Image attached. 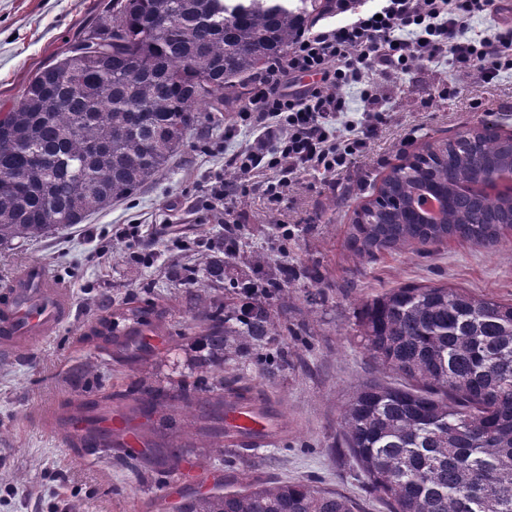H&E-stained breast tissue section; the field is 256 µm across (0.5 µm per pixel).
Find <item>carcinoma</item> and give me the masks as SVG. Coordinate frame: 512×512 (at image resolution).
<instances>
[{
  "instance_id": "obj_1",
  "label": "carcinoma",
  "mask_w": 512,
  "mask_h": 512,
  "mask_svg": "<svg viewBox=\"0 0 512 512\" xmlns=\"http://www.w3.org/2000/svg\"><path fill=\"white\" fill-rule=\"evenodd\" d=\"M330 0H109L108 14L68 55L38 69L19 103L0 116V249L83 223L162 174L202 111L222 112L244 80L284 55L309 12ZM512 172V138L494 120L418 152L388 174L349 228L355 252L372 257L445 239L498 242L512 229L500 198L460 190L483 171ZM439 215L422 218L425 195ZM231 259L205 261L224 279ZM206 326L195 367L211 396L183 387L143 388L149 404L195 405L202 430L224 437V351L275 340L269 307L242 312L198 294ZM152 312L129 307L89 335L129 354ZM129 325L121 328L119 321ZM364 348L408 385L360 384L342 408L344 443L390 512H512V303L458 288L404 285L366 302ZM332 489L303 483L188 492L177 512H355Z\"/></svg>"
}]
</instances>
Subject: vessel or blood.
I'll list each match as a JSON object with an SVG mask.
<instances>
[{"label": "vessel or blood", "mask_w": 512, "mask_h": 512, "mask_svg": "<svg viewBox=\"0 0 512 512\" xmlns=\"http://www.w3.org/2000/svg\"><path fill=\"white\" fill-rule=\"evenodd\" d=\"M73 302L51 270L42 264L23 268L0 296V351L13 353L54 334L71 316ZM276 407L253 400L227 407L224 442L232 448H263L279 440L282 430L272 428ZM105 429L114 443L126 448L140 446L138 433L124 412H113Z\"/></svg>", "instance_id": "vessel-or-blood-1"}]
</instances>
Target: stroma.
<instances>
[{"label": "stroma", "instance_id": "1", "mask_svg": "<svg viewBox=\"0 0 512 512\" xmlns=\"http://www.w3.org/2000/svg\"><path fill=\"white\" fill-rule=\"evenodd\" d=\"M107 0H0V112L17 104L31 75L68 52L80 31L98 21ZM456 95H449V83ZM386 120L380 136L342 176L311 174L287 199L270 200L246 183L230 220L241 226L239 264L268 304L279 336L238 354L227 350L225 383H245L273 402L288 425L272 448L237 454L222 440L200 435L195 407L166 408L143 426L160 448L182 449L199 467L195 490L301 482L341 492L360 512H388L346 451L340 411L359 384H399L358 336L362 306L389 288L407 284L465 288L512 302V230L497 244L454 239L373 258L349 243L355 213L382 179L425 145L489 120L512 134V72L484 83L454 71L448 61L424 62L381 85ZM233 109L208 112L168 170L134 196L92 214L79 225L13 249H0V290L20 268L48 266L74 300L75 313L32 349L0 354V512H169L180 499L179 470L137 448L82 446L56 423L82 400L130 404L145 386L172 391L204 388L211 378L195 369L203 327L195 318L198 292L236 305L237 282L212 284L199 263L219 254L220 218L196 206L215 173L232 178L224 139ZM188 225L186 246L158 239L166 221ZM127 224L142 227L138 241L119 238ZM197 281L183 283L184 267ZM129 306L162 311L146 360L111 357L85 335L99 318Z\"/></svg>", "mask_w": 512, "mask_h": 512}]
</instances>
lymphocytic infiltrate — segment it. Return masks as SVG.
<instances>
[{"mask_svg":"<svg viewBox=\"0 0 512 512\" xmlns=\"http://www.w3.org/2000/svg\"><path fill=\"white\" fill-rule=\"evenodd\" d=\"M495 0H336L320 28H305L286 55L271 60L253 79L250 95L224 129L254 139L225 157L237 182L216 175L205 185L202 209L228 205L242 178L268 173L265 192L285 188L313 171L336 175L362 153L383 121L382 79L420 62L448 60L454 71H474L492 81L512 71V23L472 34L468 23L497 12ZM356 88L365 113L348 116L340 91Z\"/></svg>","mask_w":512,"mask_h":512,"instance_id":"lymphocytic-infiltrate-1","label":"lymphocytic infiltrate"}]
</instances>
